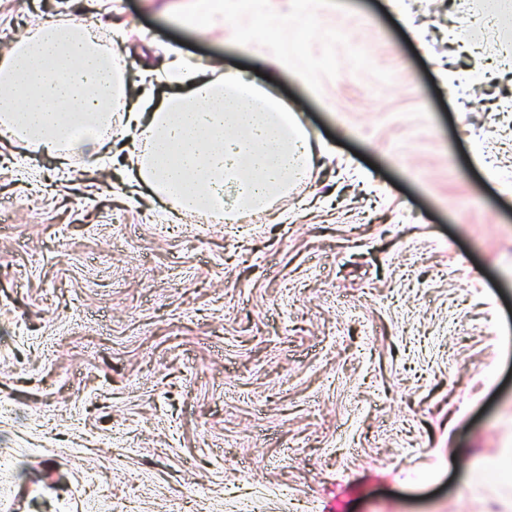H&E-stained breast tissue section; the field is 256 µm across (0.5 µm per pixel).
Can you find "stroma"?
<instances>
[{"label": "stroma", "instance_id": "35a3bbf8", "mask_svg": "<svg viewBox=\"0 0 512 512\" xmlns=\"http://www.w3.org/2000/svg\"><path fill=\"white\" fill-rule=\"evenodd\" d=\"M0 0V50L94 23L127 92L166 51L294 107L308 179L175 214L126 150L0 137V512H487L512 496V40L496 0ZM275 11L253 53L236 40ZM287 53L288 66L269 65ZM198 495L189 497L185 483ZM178 23L203 31L224 30V0H178L174 6Z\"/></svg>", "mask_w": 512, "mask_h": 512}]
</instances>
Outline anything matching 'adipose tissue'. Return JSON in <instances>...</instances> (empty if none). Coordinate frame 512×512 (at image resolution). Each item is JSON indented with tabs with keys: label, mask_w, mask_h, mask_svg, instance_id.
<instances>
[{
	"label": "adipose tissue",
	"mask_w": 512,
	"mask_h": 512,
	"mask_svg": "<svg viewBox=\"0 0 512 512\" xmlns=\"http://www.w3.org/2000/svg\"><path fill=\"white\" fill-rule=\"evenodd\" d=\"M180 25L224 27V0H178ZM167 94L128 113L144 130L134 181L183 213L225 223L267 210L311 169L313 151L295 113L241 72L199 78L180 59ZM124 84L88 24L54 23L0 54V134L68 159L93 157L117 137Z\"/></svg>",
	"instance_id": "1"
}]
</instances>
